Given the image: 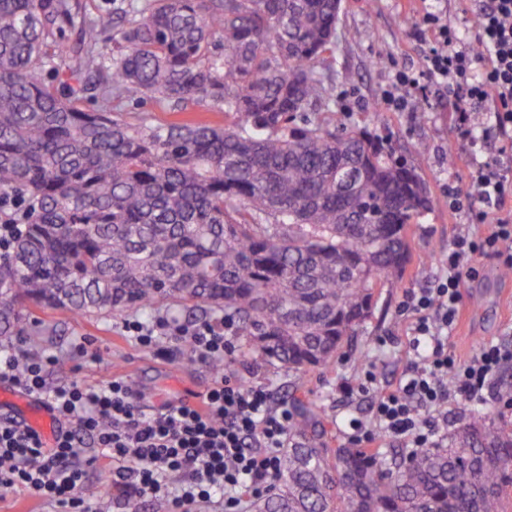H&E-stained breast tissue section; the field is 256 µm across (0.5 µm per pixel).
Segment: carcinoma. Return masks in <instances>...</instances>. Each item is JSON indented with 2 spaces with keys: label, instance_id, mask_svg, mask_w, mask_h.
<instances>
[{
  "label": "carcinoma",
  "instance_id": "carcinoma-1",
  "mask_svg": "<svg viewBox=\"0 0 512 512\" xmlns=\"http://www.w3.org/2000/svg\"><path fill=\"white\" fill-rule=\"evenodd\" d=\"M341 0H0V338L29 306L108 317L224 312L243 354L328 370L401 279L431 209L415 167L330 110ZM96 107H82L86 93ZM151 98L178 119L127 120ZM224 110V123L188 116ZM287 448L251 512H509L512 427L473 414L444 448H332L291 402Z\"/></svg>",
  "mask_w": 512,
  "mask_h": 512
}]
</instances>
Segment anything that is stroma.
Masks as SVG:
<instances>
[{"instance_id": "obj_1", "label": "stroma", "mask_w": 512, "mask_h": 512, "mask_svg": "<svg viewBox=\"0 0 512 512\" xmlns=\"http://www.w3.org/2000/svg\"><path fill=\"white\" fill-rule=\"evenodd\" d=\"M414 18L411 0H342L336 45L330 65L336 72L331 90L332 120L340 128H368L385 137L398 157L415 166L429 189L432 206L419 224L413 225L411 262L396 284L381 288L373 318L360 326L344 347L333 368L310 372L295 380L287 369L239 355L228 358L231 368L251 385L269 387L275 402H289L292 394L318 407L327 420L332 445L345 444L351 419L366 416L368 400H350L339 390L355 382L366 368H373L379 385L394 383L405 368L406 327L409 319L399 304L406 289L439 273L441 261L466 213L452 214L444 194L447 185L467 187V165L458 156L448 126V97L428 89L413 98L410 111L388 112L380 99L395 69L419 64L420 51L410 37ZM38 333L26 337L28 350L54 355L49 372L54 383L102 385L126 380L138 395V403L151 411L169 404L195 401L204 393L215 371L190 353L163 356L142 348L122 331L123 316L74 318L52 309H33ZM512 333V273L495 260L479 261L478 274L466 281L460 321L449 345L461 359L471 358L482 343L507 338ZM393 335V348L379 351V339ZM87 338L90 354L75 355L72 345Z\"/></svg>"}]
</instances>
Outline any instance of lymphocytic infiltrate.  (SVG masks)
I'll use <instances>...</instances> for the list:
<instances>
[{
	"label": "lymphocytic infiltrate",
	"mask_w": 512,
	"mask_h": 512,
	"mask_svg": "<svg viewBox=\"0 0 512 512\" xmlns=\"http://www.w3.org/2000/svg\"><path fill=\"white\" fill-rule=\"evenodd\" d=\"M415 16L422 61L395 71L382 103L388 111H406L407 91L429 82L447 93L453 139L469 162L468 188L449 191L448 208L467 211L472 224L453 239L443 274L403 294L414 362L396 384L378 385L367 371L343 391L370 402L368 416L349 424L351 445L373 448L384 436L416 453L446 442L449 403L487 404L499 373L512 367V342L485 344L466 361L448 347L462 309V280L476 275L472 261L491 256L512 269V0H482L469 42L447 12L427 0ZM122 328L157 352L187 344L208 365L224 362L233 348L231 329L220 318L191 325L167 316L132 318ZM55 362L17 343L0 351V383L36 399L55 423L48 439L30 425L0 422L1 489L32 490L55 512H97L82 489L88 470L103 459L114 465V486L130 497L166 498L170 512H192L217 494L224 512H242L247 496L269 489L291 414L273 407L268 387L226 371L214 375L199 404L148 413L123 380L50 384L47 371Z\"/></svg>",
	"instance_id": "obj_1"
}]
</instances>
